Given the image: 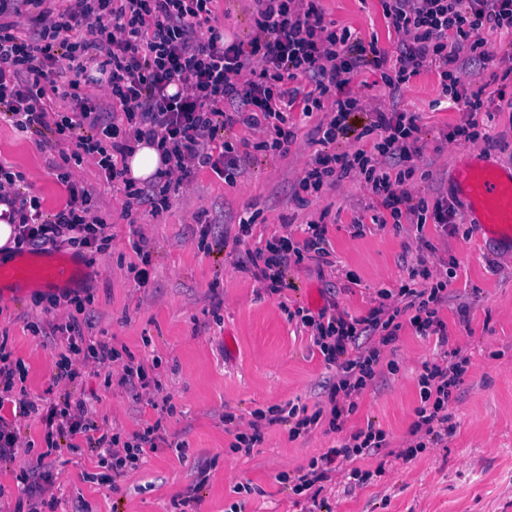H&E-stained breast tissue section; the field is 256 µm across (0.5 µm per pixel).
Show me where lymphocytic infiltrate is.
<instances>
[{"instance_id":"f902f5d3","label":"lymphocytic infiltrate","mask_w":512,"mask_h":512,"mask_svg":"<svg viewBox=\"0 0 512 512\" xmlns=\"http://www.w3.org/2000/svg\"><path fill=\"white\" fill-rule=\"evenodd\" d=\"M214 2L70 0L57 10L48 0H0V120L27 134L52 133L57 143L71 145L69 158L75 165L93 161L106 181L121 188L127 206L147 202L157 213L166 207L167 191L195 171L209 168L233 180L241 143L226 140V130L239 124L262 129L260 149L283 153L295 137L289 114L298 111L309 118L319 112L318 148L299 182L302 191L319 192L324 184L356 172L377 197V223L407 224L419 231L429 222L443 231L456 227L454 204L427 202L410 189L414 161L422 155L418 115L376 109L369 125L355 129L349 119L365 106L350 85L362 68L379 72L394 89L421 70L434 69L442 98L464 105L468 113L450 131V140L477 142L483 137L479 116L485 90L465 87L458 51L467 40L475 58L487 60L489 52L478 34L512 35V0H381L397 36L392 56L376 41L337 27L317 0H255L257 30L251 39L228 43L215 28L204 38L198 31L210 22ZM23 10L28 16L22 23L18 15ZM86 26L98 29V40L77 38ZM97 77L107 84L108 104L94 102L85 92ZM61 99L70 101V108L58 107ZM342 139L355 142L353 153L333 152ZM134 141L156 147L165 163L151 187L129 175L125 157ZM17 180L16 173L0 166V202L9 206L19 226L16 249L36 242L78 253L96 248L102 227L88 218L90 190L72 187L65 207L48 215ZM326 234L324 221L311 222L302 239L281 235L264 249L246 252L239 264L256 267L257 280L283 294L291 267L307 260L327 262ZM455 276L454 268H434L422 259L410 272L420 287L380 290L377 305L366 314L351 315L332 300L316 310L298 308L296 315L311 329L325 364L337 369L327 403L311 413L291 403L254 412L246 430L235 435L236 450L251 452L274 425H288L294 439L309 435L323 420L339 430L357 396L375 380L382 349L396 340L402 325L447 343L439 310L448 302V284ZM58 330L67 350L58 364V381L71 383L86 368L121 362L115 347L87 340L76 320ZM469 363L459 348L448 360L424 363L418 378L420 404L405 439L392 442L385 431L367 425L288 476L293 493L318 502L336 461L354 462L381 451L408 460L441 441L451 420L448 405ZM22 375L21 362L0 345V411L39 416L50 439L87 438L99 466L118 474L138 468L146 453L166 439L159 420L124 441L119 433L97 432L84 400L43 406L16 396L13 389Z\"/></svg>"}]
</instances>
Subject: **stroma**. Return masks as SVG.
I'll return each mask as SVG.
<instances>
[{
    "mask_svg": "<svg viewBox=\"0 0 512 512\" xmlns=\"http://www.w3.org/2000/svg\"><path fill=\"white\" fill-rule=\"evenodd\" d=\"M320 5L337 26L377 38L379 48L394 52L395 34L380 0ZM255 17L254 0H218L211 24L223 30L225 41L246 40ZM483 38L490 61L469 62L465 47L460 56L468 61L462 70L466 86L485 89L484 109L491 117L484 126L495 138L490 145L445 140L466 113L439 104L433 71H421L396 93L367 69L353 80L372 106L420 115L423 155L411 186L428 202L454 203L460 217L449 235L426 224L428 251L419 250L413 227L396 231L374 224L375 196L361 176L324 185L313 195L302 192L298 182L315 151L319 112L297 120L296 139L284 154L256 150L261 131H227V138L247 142L234 183L211 169L198 171L170 191L168 208L156 216L146 205L127 207L123 193L108 186L92 162L73 167L71 184L61 183L54 137L25 135L0 121V164L21 175L43 211L63 208L70 185L89 189L91 213L111 237L101 250L83 255L88 272L75 289L87 299L82 312L35 305L31 289L0 297V344L24 362L29 397L55 402L71 391L86 401L96 421L125 438L154 423L159 402L173 408L165 422L167 443L148 453L139 468L110 480L87 448H70L65 438H56V452L47 453L39 417L17 420V459L0 461V512H17L27 499V484L19 477L24 461L55 476L54 501L43 512H512V256L507 244L471 232L453 176L457 166L478 158L512 165V108L506 103L512 76L501 60L512 37L487 32ZM244 218L252 222L246 236L239 227ZM319 218L327 224L332 262L320 267L307 260L292 269L293 287L284 295L265 288L253 268L237 266L244 251L264 248L288 229L300 233ZM357 220L364 224L359 236L353 229ZM133 238L143 239L150 253V280L143 287L134 272L141 261L128 245ZM421 258L457 264L448 304L439 311L448 324V346L466 347L470 358L459 396L448 406L454 429L410 460L378 454L343 463L325 484L323 506L313 508L281 483L280 473L307 465L370 423L393 441L403 439L420 404L422 365L441 360L446 346L403 327L385 349L389 368L363 390L336 432L322 425L294 440L287 427L275 425L246 455L235 452L224 416L234 414L235 427L242 429L258 409L291 402L312 411L324 405L336 370L324 363L294 311L314 310L332 299L350 314L365 313L380 289L395 291L408 283ZM71 315L88 339L107 342L123 361L143 365L161 391L138 396L92 368L70 389L57 385L65 344L45 329ZM354 467L382 474L353 486L347 475ZM239 484L246 492L235 493Z\"/></svg>",
    "mask_w": 512,
    "mask_h": 512,
    "instance_id": "35a3bbf8",
    "label": "stroma"
}]
</instances>
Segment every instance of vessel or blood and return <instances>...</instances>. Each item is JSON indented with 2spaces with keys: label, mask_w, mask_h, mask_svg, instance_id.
I'll list each match as a JSON object with an SVG mask.
<instances>
[{
  "label": "vessel or blood",
  "mask_w": 512,
  "mask_h": 512,
  "mask_svg": "<svg viewBox=\"0 0 512 512\" xmlns=\"http://www.w3.org/2000/svg\"><path fill=\"white\" fill-rule=\"evenodd\" d=\"M457 181L478 226V236L512 241V168L479 160L460 170ZM85 273L84 266L67 253L26 251L12 263L0 262V288L57 290L77 282Z\"/></svg>",
  "instance_id": "b4317fda"
}]
</instances>
